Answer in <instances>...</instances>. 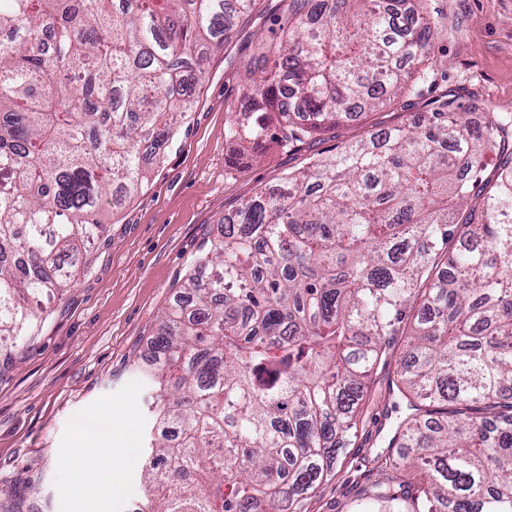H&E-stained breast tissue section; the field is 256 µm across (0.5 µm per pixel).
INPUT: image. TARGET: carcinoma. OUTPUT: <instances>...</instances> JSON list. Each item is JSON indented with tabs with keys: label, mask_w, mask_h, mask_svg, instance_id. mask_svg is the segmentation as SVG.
<instances>
[{
	"label": "carcinoma",
	"mask_w": 512,
	"mask_h": 512,
	"mask_svg": "<svg viewBox=\"0 0 512 512\" xmlns=\"http://www.w3.org/2000/svg\"><path fill=\"white\" fill-rule=\"evenodd\" d=\"M288 0L226 139L247 164L407 89L425 0ZM256 0H0V352L147 178ZM51 32L54 54L40 50ZM477 114L479 122L471 115ZM495 173L486 175V155ZM408 337L398 358L388 349ZM139 512H305L394 362L388 512H512V114L438 100L224 214L151 338ZM164 462L168 472L156 469Z\"/></svg>",
	"instance_id": "carcinoma-1"
}]
</instances>
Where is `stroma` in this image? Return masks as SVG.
Masks as SVG:
<instances>
[{
  "label": "stroma",
  "mask_w": 512,
  "mask_h": 512,
  "mask_svg": "<svg viewBox=\"0 0 512 512\" xmlns=\"http://www.w3.org/2000/svg\"><path fill=\"white\" fill-rule=\"evenodd\" d=\"M426 8L433 35L425 75L413 77L409 91L295 150L272 149L246 168L229 164L228 107L257 70L256 45L276 29L283 0H257L229 42L211 54L193 112L164 157L146 161L148 183L107 210L86 266L51 304L37 334L0 359V512H29L34 505L43 512L139 508L140 451L113 442L95 465L111 473L112 483L83 477L86 463L72 454L74 423L107 411L114 428L150 430V335L225 212L310 158L334 154L366 130L403 125L441 97L464 102L475 95L512 113V0H428ZM393 371L378 369L360 439L313 493L307 512H366L363 489L379 476L367 460L406 413L389 392Z\"/></svg>",
  "instance_id": "35a3bbf8"
}]
</instances>
